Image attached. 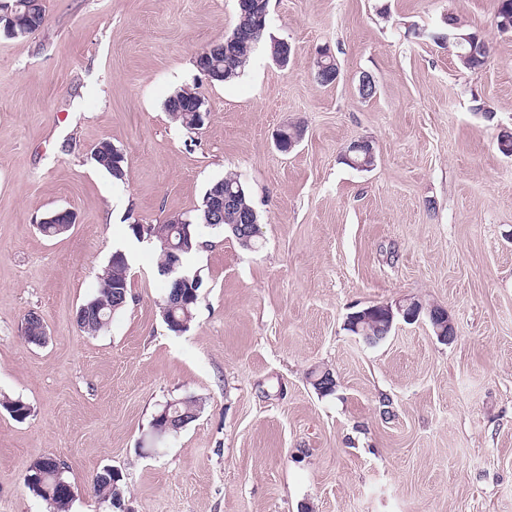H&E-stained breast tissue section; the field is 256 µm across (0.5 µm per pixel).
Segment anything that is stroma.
I'll use <instances>...</instances> for the list:
<instances>
[{
  "label": "stroma",
  "mask_w": 512,
  "mask_h": 512,
  "mask_svg": "<svg viewBox=\"0 0 512 512\" xmlns=\"http://www.w3.org/2000/svg\"><path fill=\"white\" fill-rule=\"evenodd\" d=\"M496 4L268 0L267 39L214 84L195 57L231 32L236 0H44L40 30L0 32V398L31 408L0 409V512H49L23 480L46 457L69 512H512V32ZM449 13L486 40L481 68L449 51ZM182 89L204 96L202 129L166 112ZM289 124L303 139L285 153ZM361 139L365 170L344 161ZM103 140L123 180L92 160ZM228 175L258 212L255 246L199 227L198 301L173 333L157 246L128 226L192 212ZM57 209L75 224L42 236ZM118 250L127 304L87 334L75 312ZM410 301L446 308L453 339L424 317L374 345L346 328ZM31 311L44 345L21 334ZM188 399L195 420L149 453L155 415ZM108 466L119 509L91 489Z\"/></svg>",
  "instance_id": "stroma-1"
}]
</instances>
